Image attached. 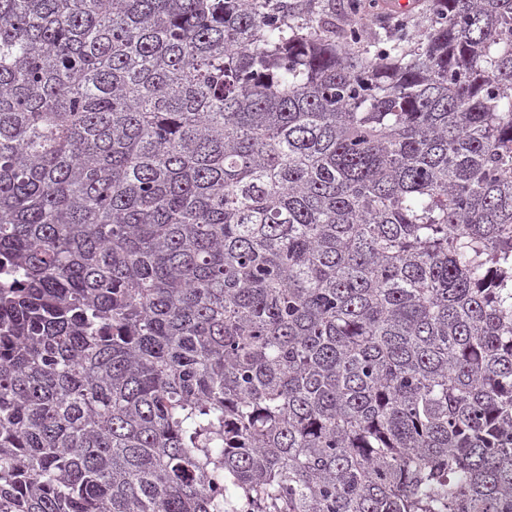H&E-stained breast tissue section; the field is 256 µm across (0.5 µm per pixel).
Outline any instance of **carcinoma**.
Here are the masks:
<instances>
[{"label":"carcinoma","mask_w":512,"mask_h":512,"mask_svg":"<svg viewBox=\"0 0 512 512\" xmlns=\"http://www.w3.org/2000/svg\"><path fill=\"white\" fill-rule=\"evenodd\" d=\"M0 0V512H512V0ZM389 1H396L399 9H404L407 7L408 2H411V7L408 9L410 11V15L408 16L409 21V27L415 28L417 25L423 20V16L426 15L428 12L429 5L431 4V0H409V1H397V0H379L374 8L371 10V15H366V10L363 8V4L367 3L361 0V10L360 13H355L354 15H351V19L354 21H361L362 19L374 17L377 20H380L381 22H384L386 20H382V16L390 15L391 13H388L386 10V4Z\"/></svg>","instance_id":"1"}]
</instances>
